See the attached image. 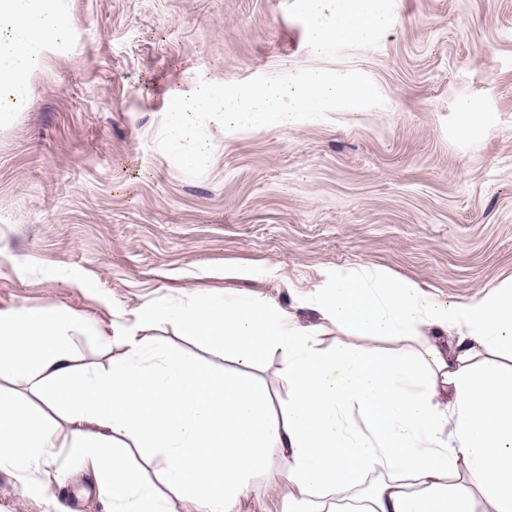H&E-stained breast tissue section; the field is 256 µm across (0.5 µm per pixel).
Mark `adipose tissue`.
<instances>
[{"mask_svg":"<svg viewBox=\"0 0 512 512\" xmlns=\"http://www.w3.org/2000/svg\"><path fill=\"white\" fill-rule=\"evenodd\" d=\"M315 45L364 38L385 22L367 5L339 0L311 12ZM69 28L52 0H0V125L31 93L42 49ZM309 306L303 325L264 299L148 302L112 325L123 346L106 370H79L71 334L81 315L25 304L0 309V466L33 480L56 448L98 460L95 480L121 512H241L267 449L283 463L289 512H512V285L466 305L426 299L409 281L340 273ZM165 323L204 340L234 369L224 375L163 350ZM347 340L323 347V324ZM414 341L415 353L368 352L351 337ZM281 355L287 398L254 375ZM23 383L34 409L20 406ZM221 457H213V445Z\"/></svg>","mask_w":512,"mask_h":512,"instance_id":"adipose-tissue-1","label":"adipose tissue"}]
</instances>
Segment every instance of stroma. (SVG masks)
<instances>
[{
    "instance_id": "stroma-1",
    "label": "stroma",
    "mask_w": 512,
    "mask_h": 512,
    "mask_svg": "<svg viewBox=\"0 0 512 512\" xmlns=\"http://www.w3.org/2000/svg\"><path fill=\"white\" fill-rule=\"evenodd\" d=\"M367 37L311 43L307 0H58L29 100L0 128V308L91 317L72 343L109 367L117 313L197 296L261 298L304 324L340 271L467 304L512 283V0H372ZM320 67L367 75L380 108L226 131L191 178L156 146L173 97ZM483 119L457 130L467 101ZM250 483L288 512L278 449ZM43 496L0 467V512H114L92 462L57 449Z\"/></svg>"
}]
</instances>
